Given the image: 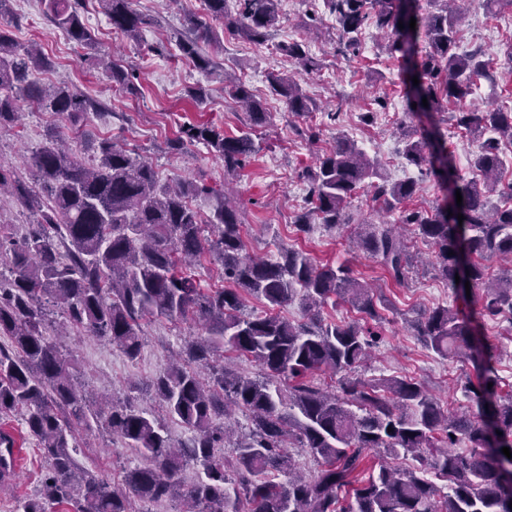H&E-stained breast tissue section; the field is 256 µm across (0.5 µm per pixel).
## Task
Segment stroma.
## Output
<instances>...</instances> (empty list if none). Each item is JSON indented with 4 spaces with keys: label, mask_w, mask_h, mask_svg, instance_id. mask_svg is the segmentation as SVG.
I'll return each mask as SVG.
<instances>
[{
    "label": "stroma",
    "mask_w": 512,
    "mask_h": 512,
    "mask_svg": "<svg viewBox=\"0 0 512 512\" xmlns=\"http://www.w3.org/2000/svg\"><path fill=\"white\" fill-rule=\"evenodd\" d=\"M202 4L203 0H179L177 7L170 8L166 0H134V9L150 17L152 23L145 28L142 40L133 42L113 30L98 0H81L80 12L97 39L93 51L68 40L48 20L43 0H11L10 8L17 21L13 36L18 47L39 46L53 62L52 69L35 72V79L76 86L104 104L103 113L89 114L84 121L87 143L109 137L138 150L152 160L164 183L186 178L217 187L223 184L224 163L205 145L193 144L190 157L185 158L170 152L167 142L187 123H212L225 133H238L245 116L226 94L225 78L231 75L244 81L269 114L267 124L252 131L256 156L232 184V194L244 218L242 238L247 252L273 259L280 248L288 247L309 253L322 264H347L375 294L386 299L387 306L381 311L383 339L366 368L361 369L362 378L411 377L421 382L442 407L455 413L469 410L461 384L466 377L475 376L472 363L439 358L417 340L411 328L413 320L443 305L459 310L476 327L491 348L502 391L512 390V338L501 335L494 325L481 322L476 298L448 290L436 275L434 249L417 236L414 227H403L402 232L411 252L419 254L421 261L410 269L402 286L389 278L377 258L353 247L351 239L361 225L392 224L398 218L397 213L376 209L370 189L357 191L347 209L351 222L343 228L330 230L316 224L303 234L294 227V218L305 205L307 188L300 174L315 165L318 152L330 148L340 133L354 140L369 157L379 159L390 181L417 182L418 191L409 202L411 208L428 211L443 201L444 193L433 178L407 164L399 154L402 132L422 129L430 120L406 112L402 66L387 54L386 35L368 29L359 55L346 58L336 53V21L324 11L321 0H280L281 22L265 42L230 37L221 23H214L220 46L211 52L214 68L202 71L175 58L176 38L187 34L186 19L200 14ZM464 9L459 31L461 50L483 49L497 71L496 82L481 83L466 104L480 109L512 108V65L501 53L504 43L512 40V8L492 12L483 0H465ZM293 40L305 42L322 63L320 72L300 75L304 91L319 103L333 100L340 109L337 118H328L323 110L297 118L289 112L285 99L271 92L270 74L296 70L294 61L279 49L280 44ZM98 53L115 56L136 72L139 96L112 87L94 59ZM193 88L204 90L203 102L188 97V90ZM378 97L386 100L393 119L373 112L372 101ZM18 108V125L0 133V160L11 163L29 182L33 179L28 165L32 150L44 142L49 128L62 130L66 124L57 114L27 100H19ZM303 123L316 128L317 143H308L297 134V126ZM141 328L142 346L133 360L106 339L82 332H72L62 338L61 344L73 356L84 388L97 403L125 398L129 384H143V391L136 395L137 404L177 443L186 439V430L168 418L146 386L202 329L191 319L171 321L162 317L143 321ZM0 424L13 430L21 447L13 473L0 482V512H15L18 500L39 494L43 461L35 441L17 417H8ZM76 438L80 465L112 486H122L125 471L143 461L135 449L125 447L104 430H81Z\"/></svg>",
    "instance_id": "obj_1"
}]
</instances>
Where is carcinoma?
<instances>
[{
	"label": "carcinoma",
	"instance_id": "cac0c4a2",
	"mask_svg": "<svg viewBox=\"0 0 512 512\" xmlns=\"http://www.w3.org/2000/svg\"><path fill=\"white\" fill-rule=\"evenodd\" d=\"M0 0V131L18 119L19 90L31 102L81 127L99 109L75 86L47 87L29 79L33 70H48L51 60L40 52L17 50L11 37L7 3ZM52 24L78 45L96 49L91 29L78 11L80 0H44ZM112 28L137 41L151 21L137 13L131 0H99ZM278 0H204V14L191 16V35L176 46L181 58L199 70L214 62L204 50L213 40L212 20L231 34L263 42L280 23ZM438 7L421 14L415 0H323L338 24V52H356L361 36L373 25L389 35L387 52L408 64L424 41L420 77L406 92L414 112H440L443 104H460L452 113L455 127L480 142L470 164L471 176L452 163L440 122L401 150L411 165L426 167L451 198L461 192V206L438 205L429 212L408 210L413 180L389 182L382 165L357 145L336 137L330 151L303 172L306 206L294 223L307 233L314 224L328 229L349 223L346 209L357 189L366 185L373 201L399 212L396 224H366L361 247L380 259L390 278L405 282L411 257L399 231L413 224L437 249L438 276L457 293L465 283L483 284L479 316L512 335V275L492 277L477 259L512 258V205L491 211L486 194L496 190L505 166L500 142L512 141V109L471 110L463 102L480 81H493L492 61L481 50L457 51L462 21L460 0H434ZM416 19L410 30V18ZM404 28H399V25ZM302 70H321V62L298 42L279 46ZM106 76L112 86L136 91L134 74L112 62ZM272 93L285 99L288 111L304 117L316 110L292 75L269 76ZM228 93L246 109L247 125L267 123L268 112L241 82ZM428 106H423L422 99ZM54 129L31 154L41 192L19 180L0 161V192L7 189L36 216V223L0 261L10 277L0 279V417L19 414L37 440L45 462L41 496L18 502L16 512H130L131 499L154 503L180 498L184 512H512V392L497 391L499 380L488 350L471 341L458 312L437 306L415 325L416 336L437 356L473 362L478 382L468 379L465 395L475 406L470 415L442 410L438 400L413 379L379 382L355 377L382 334L374 293L347 265L319 264L309 254L282 248L275 259L248 254L241 236L240 211L227 195L206 184L180 179L159 183L151 161L104 139L98 162L88 164L75 145L58 144ZM194 143L206 145L224 161V175L237 176L256 155L252 133L227 136L198 124L181 131L169 148L183 153ZM213 201L210 214L193 205ZM464 216L458 221L456 214ZM66 251L60 252L58 244ZM209 253L221 265L228 288H200L190 265ZM460 281H455V277ZM264 301L261 313L245 312L246 297ZM349 303L362 321L325 323L321 308L332 299ZM298 301L303 320L293 322L277 310ZM60 308L65 320L91 336L107 339L134 360L141 348V321L193 316L206 335L189 341L181 361L170 364L154 384L167 415L189 436L172 444L161 425L132 403L92 408L74 384L75 361L47 336V305ZM219 352L258 363L262 376L252 378L226 367L208 377L193 369L207 365ZM338 377L330 391L318 372ZM245 415V430L235 433L229 418ZM95 420L147 464L126 471L115 488L83 469L73 455L76 426ZM466 444L459 450L457 446ZM295 445L317 463L309 476L295 471L288 451ZM233 448L231 465L221 449ZM13 441L0 430V471L13 466ZM383 454L378 471L360 477L365 453ZM412 456L413 470L387 462ZM192 463L204 477L184 487L179 475ZM445 483L441 493L436 481Z\"/></svg>",
	"mask_w": 512,
	"mask_h": 512
}]
</instances>
